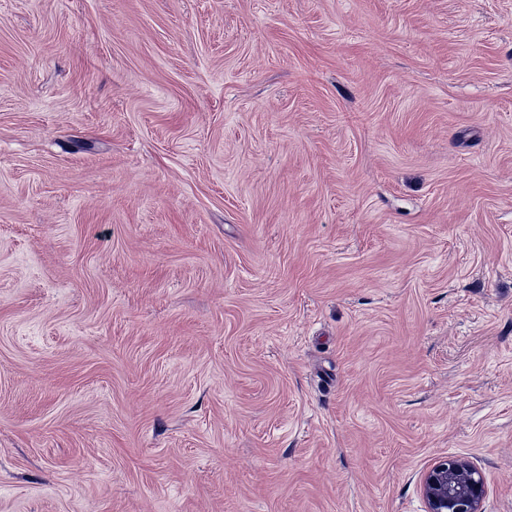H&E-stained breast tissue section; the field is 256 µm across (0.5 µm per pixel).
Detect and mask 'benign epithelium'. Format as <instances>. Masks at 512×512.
<instances>
[{"label":"benign epithelium","mask_w":512,"mask_h":512,"mask_svg":"<svg viewBox=\"0 0 512 512\" xmlns=\"http://www.w3.org/2000/svg\"><path fill=\"white\" fill-rule=\"evenodd\" d=\"M421 491L428 512H481L484 480L463 457H448L422 477Z\"/></svg>","instance_id":"obj_1"}]
</instances>
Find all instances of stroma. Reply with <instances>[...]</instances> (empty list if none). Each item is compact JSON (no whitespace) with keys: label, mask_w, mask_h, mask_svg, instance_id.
Masks as SVG:
<instances>
[{"label":"stroma","mask_w":512,"mask_h":512,"mask_svg":"<svg viewBox=\"0 0 512 512\" xmlns=\"http://www.w3.org/2000/svg\"><path fill=\"white\" fill-rule=\"evenodd\" d=\"M512 512V0H0V512ZM421 491L428 512H481L484 480L463 457H448L422 477Z\"/></svg>","instance_id":"35a3bbf8"}]
</instances>
